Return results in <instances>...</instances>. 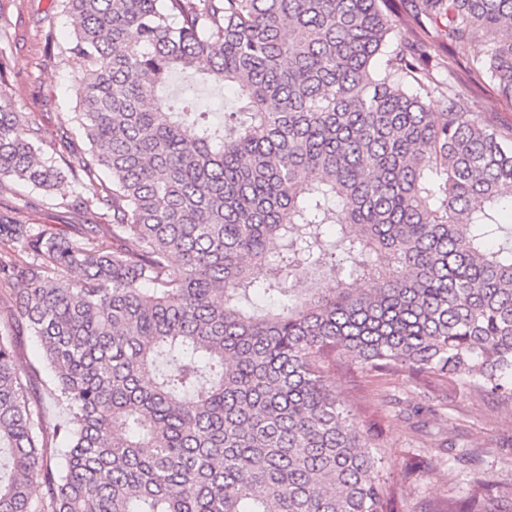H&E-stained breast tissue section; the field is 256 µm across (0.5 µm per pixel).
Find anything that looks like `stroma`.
Returning <instances> with one entry per match:
<instances>
[{
    "mask_svg": "<svg viewBox=\"0 0 512 512\" xmlns=\"http://www.w3.org/2000/svg\"><path fill=\"white\" fill-rule=\"evenodd\" d=\"M50 4L0 0V55L11 66L10 80L0 83V97L40 129L46 142L56 144L82 85L78 64L64 53L71 20ZM49 28L56 39L50 53L43 39ZM0 204L72 237L82 225L111 222L106 211L71 212L12 183L0 190ZM336 387L349 400L359 426L383 425L380 451L387 457L390 480L400 488L402 512H434L447 500L465 499L478 472L512 478V408L459 385L426 383L406 374L375 377L351 354L341 358ZM446 418L452 429L438 430V421Z\"/></svg>",
    "mask_w": 512,
    "mask_h": 512,
    "instance_id": "obj_1",
    "label": "stroma"
}]
</instances>
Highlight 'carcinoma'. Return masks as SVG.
<instances>
[{
	"instance_id": "cac0c4a2",
	"label": "carcinoma",
	"mask_w": 512,
	"mask_h": 512,
	"mask_svg": "<svg viewBox=\"0 0 512 512\" xmlns=\"http://www.w3.org/2000/svg\"><path fill=\"white\" fill-rule=\"evenodd\" d=\"M56 2L111 185L57 198L81 172L2 98L0 178L112 230L0 207V512H399L336 363L512 405V127L476 111L485 79L512 103V0ZM184 71L234 87L223 124L159 94ZM511 494L477 475L441 512Z\"/></svg>"
}]
</instances>
